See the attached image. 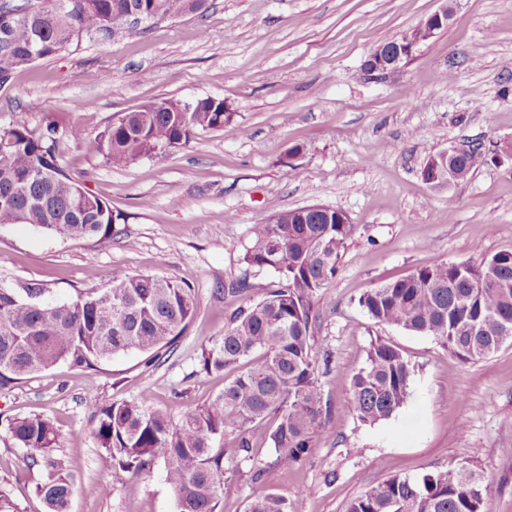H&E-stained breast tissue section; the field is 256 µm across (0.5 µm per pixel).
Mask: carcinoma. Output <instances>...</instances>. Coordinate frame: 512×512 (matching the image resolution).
I'll use <instances>...</instances> for the list:
<instances>
[{"label": "carcinoma", "mask_w": 512, "mask_h": 512, "mask_svg": "<svg viewBox=\"0 0 512 512\" xmlns=\"http://www.w3.org/2000/svg\"><path fill=\"white\" fill-rule=\"evenodd\" d=\"M187 12V0H19L0 4V86L15 70L49 59L84 37L128 29L136 14L152 19ZM233 113L224 101L149 103L125 113L86 147L125 167L141 157L187 144L199 131L222 130ZM68 134L49 120L41 128L17 116L0 127V226L30 224L70 240L106 235L116 217L105 202L84 195L59 163ZM483 162L471 148L448 160V173L467 179ZM351 232L348 216L307 207L275 208L270 221L250 228L242 261L272 270L279 285L254 302L255 285L239 279L224 294L247 304L224 336L202 349L201 371L232 374L209 403L189 404L174 422L161 410L123 400L96 406L94 437L112 469L136 475L161 458L177 512H220L233 459L252 448L249 432L271 422L267 440L284 468L302 461L324 422L323 392L312 334L314 301L334 278ZM34 284L0 287V389L59 363L95 369L129 351L158 358L184 331L196 308L193 290L157 274L109 273L103 291L75 290L65 300ZM359 305L377 324L432 336L468 363L512 344V252L478 265L441 263L364 292ZM414 366L396 345L378 339L351 380L350 404L370 423L387 419L410 397ZM12 445L29 465L53 477L36 489L46 512H71L74 479L55 454L54 423L39 414L8 420ZM489 492L482 469L462 463L420 477L401 473L352 499L345 512H483ZM246 512H290L284 497L260 492Z\"/></svg>", "instance_id": "cac0c4a2"}]
</instances>
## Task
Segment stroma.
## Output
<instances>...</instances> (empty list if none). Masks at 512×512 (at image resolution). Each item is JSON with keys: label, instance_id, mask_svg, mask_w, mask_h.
Listing matches in <instances>:
<instances>
[{"label": "stroma", "instance_id": "stroma-1", "mask_svg": "<svg viewBox=\"0 0 512 512\" xmlns=\"http://www.w3.org/2000/svg\"><path fill=\"white\" fill-rule=\"evenodd\" d=\"M444 0H206L204 12L142 24L14 72L0 86V126L20 110L30 126L51 115L70 135L59 161L116 214L104 237L70 241L28 224L0 226V285L40 284L55 299L99 290L108 270L159 274L193 288L197 308L172 349L147 363L133 351L99 368L58 364L0 390V484L20 512H46L36 494L48 470L13 447L8 420L51 418L75 477L72 512H177L163 462L112 473L93 436L95 405L134 400L178 418L225 378L200 370L240 303L226 285L244 273L252 225L272 207L319 204L345 212L347 248L313 332L333 353L321 375L326 423L308 456L285 470L254 430L222 512H245L255 493L284 496L293 512H345L390 475L417 477L463 462L490 483L484 512H512V346L465 363L435 338L378 325L358 304L367 289L441 263H480L512 251V0H456L446 29L382 79L361 65L378 45L415 28ZM223 99L231 126L125 168L85 139L147 103ZM302 146L291 155L293 146ZM481 148L465 181L435 187L421 171L448 148ZM399 346L416 367L407 403L389 419L359 420L353 374L372 341ZM137 493H129L128 482ZM111 484L102 494L101 484Z\"/></svg>", "mask_w": 512, "mask_h": 512}]
</instances>
